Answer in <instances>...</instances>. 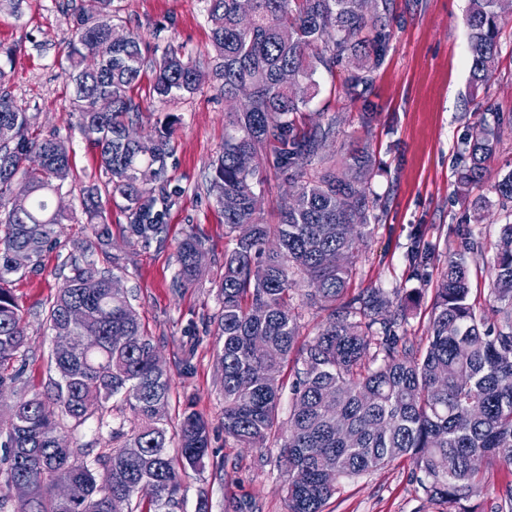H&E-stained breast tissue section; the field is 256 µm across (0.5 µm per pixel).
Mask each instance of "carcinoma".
Here are the masks:
<instances>
[{
	"label": "carcinoma",
	"instance_id": "obj_1",
	"mask_svg": "<svg viewBox=\"0 0 512 512\" xmlns=\"http://www.w3.org/2000/svg\"><path fill=\"white\" fill-rule=\"evenodd\" d=\"M216 64L213 79L224 97L246 86L250 98L232 113L223 152L211 164V188L235 246L224 254L218 284L217 326L222 347L224 435L242 448L263 447L280 436L286 474L287 512H323L336 493L324 470L336 478L360 475L405 459L422 490L448 505V512H475L465 505L480 484L482 458L512 468V222L500 226L488 270V302L499 323L485 326L472 300L470 255L480 251L468 235L451 253L435 288L425 344L399 335L408 320L409 297L399 288H349L359 246L372 234L381 199L370 192L373 174L367 147L347 153L342 165L324 155L336 139L338 120L299 121L316 97L317 70L348 67L347 83L367 89L382 66L392 37L393 0H251L252 20L243 25L240 0H204ZM85 14L72 5L76 39L63 70L73 86L79 126L97 151L111 192L127 202L133 235L162 232L169 197L153 184L166 172L169 133L149 135L150 153L128 138L144 111L132 96L146 69L149 96L164 101L195 92L200 66L168 47L148 56L132 34L112 42L121 26L113 0H98ZM512 17V0H470L465 24L470 44V80L487 84L496 72L498 35ZM293 82H282L283 72ZM0 69V388L22 381L26 325L21 306L1 287L22 267L40 262L58 243L57 226L73 216L54 206L70 169L69 149L57 137L30 132L25 108L11 95ZM112 99L109 112L97 101ZM490 124L480 120L460 151L458 183L482 182L498 144L497 129L512 123L488 103ZM271 173L298 184L265 222L257 188ZM493 189L512 205V169L498 174ZM91 232L83 259L49 303L46 324L54 341L73 348L51 355L43 390L23 394L10 406L0 469V510L18 482L28 497L13 512H180V470L197 469L209 451L207 423L184 412L169 432L170 378L155 361L128 293L113 288L117 267L89 259L103 247L110 228L98 188L80 190ZM236 206L224 208V198ZM199 249L187 240L178 249L176 281H196ZM304 285L328 316L312 340L298 344L299 313L290 292ZM83 320L71 322L73 308ZM298 364L288 426L280 431V375ZM117 398L131 413L130 427H110ZM96 422L119 446L93 459L78 453L82 428ZM178 439L179 458L168 456ZM70 475L74 493L62 499L56 474Z\"/></svg>",
	"mask_w": 512,
	"mask_h": 512
}]
</instances>
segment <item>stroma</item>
I'll use <instances>...</instances> for the list:
<instances>
[{"instance_id": "1", "label": "stroma", "mask_w": 512, "mask_h": 512, "mask_svg": "<svg viewBox=\"0 0 512 512\" xmlns=\"http://www.w3.org/2000/svg\"><path fill=\"white\" fill-rule=\"evenodd\" d=\"M63 2L12 0L10 8L0 10V68L8 73L11 94L26 109L34 135L56 134L68 141V182L73 190L62 203L77 215L79 187L104 184L105 177L77 126L72 88L60 66L76 31ZM114 4L125 30L142 42L174 46L210 69L214 52L203 0ZM395 7L393 37L367 99L376 108L371 127L362 128L363 102L347 91V73L341 67L318 71L319 93L305 116L314 122L341 116L338 135L326 149L335 160H343L353 139L367 143L375 160L370 185L383 206L372 236L361 247L351 286L417 291L406 334L420 338L429 325L445 260L449 252L461 249L463 230H471L481 243L472 286L482 292L488 288L486 269L496 254L505 214L490 183L461 190L456 162L484 104L512 113V22L501 30L493 78L475 88L469 81L468 0H396ZM147 92L144 83L134 92L144 106L138 132L146 135L167 120L175 122L164 183L170 204L163 230L147 240L133 236L124 200L104 197L112 239L95 258L101 265L114 259L122 287L134 297L140 322L171 379L170 420L191 409L208 423L210 448L204 465L181 476L183 512H195L203 497L211 512H286L284 468L276 445L242 448L224 436L215 282L224 254L234 243L210 190V163L224 147L225 126L237 105L226 101L209 79L194 94L166 103L147 100ZM465 196L484 200L481 214L462 204ZM87 235L83 224L60 225L57 248L44 252L39 265L24 269L10 282L27 325L26 392L41 389L46 380L54 338L44 310L70 272L68 256L85 245ZM416 237L435 250L434 260L422 266L407 260ZM187 239L197 243L201 267L193 287L180 288L175 282L177 248ZM325 512H448V507L424 494L406 463L394 462L340 478Z\"/></svg>"}]
</instances>
